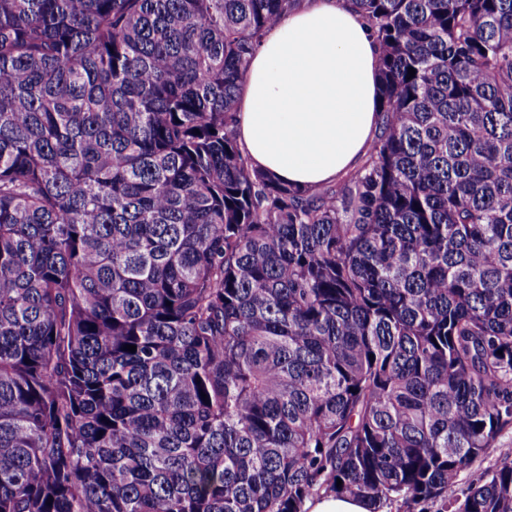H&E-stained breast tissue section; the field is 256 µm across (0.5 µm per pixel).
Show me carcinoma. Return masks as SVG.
I'll return each instance as SVG.
<instances>
[{
  "label": "carcinoma",
  "instance_id": "carcinoma-1",
  "mask_svg": "<svg viewBox=\"0 0 512 512\" xmlns=\"http://www.w3.org/2000/svg\"><path fill=\"white\" fill-rule=\"evenodd\" d=\"M348 2L382 124L300 190L235 136L300 0H0V512H512V456L448 501L512 427V0ZM304 508L307 512H370L371 510V506L365 500L334 495L308 500Z\"/></svg>",
  "mask_w": 512,
  "mask_h": 512
}]
</instances>
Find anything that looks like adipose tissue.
Here are the masks:
<instances>
[{"instance_id":"adipose-tissue-1","label":"adipose tissue","mask_w":512,"mask_h":512,"mask_svg":"<svg viewBox=\"0 0 512 512\" xmlns=\"http://www.w3.org/2000/svg\"><path fill=\"white\" fill-rule=\"evenodd\" d=\"M379 50L345 0H302L251 58L237 138L253 166L299 188L355 169L380 124Z\"/></svg>"}]
</instances>
